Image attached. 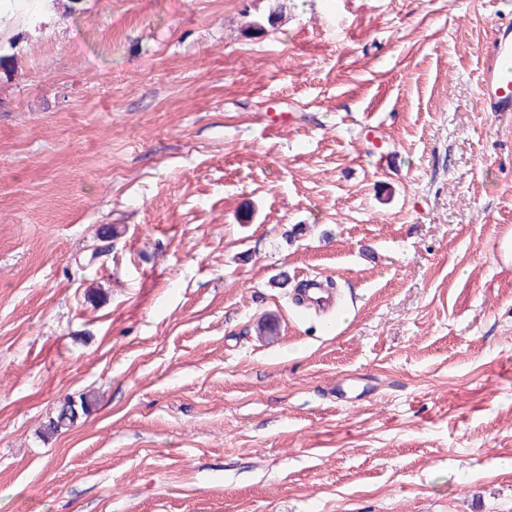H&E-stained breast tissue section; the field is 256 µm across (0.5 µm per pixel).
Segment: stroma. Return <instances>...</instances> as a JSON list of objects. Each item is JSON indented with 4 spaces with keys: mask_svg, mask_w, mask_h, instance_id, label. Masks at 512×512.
<instances>
[{
    "mask_svg": "<svg viewBox=\"0 0 512 512\" xmlns=\"http://www.w3.org/2000/svg\"><path fill=\"white\" fill-rule=\"evenodd\" d=\"M31 15L0 67V512H512V115L479 92L512 0ZM318 275L330 319L293 300Z\"/></svg>",
    "mask_w": 512,
    "mask_h": 512,
    "instance_id": "stroma-1",
    "label": "stroma"
}]
</instances>
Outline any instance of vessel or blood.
I'll return each instance as SVG.
<instances>
[{"label": "vessel or blood", "mask_w": 512, "mask_h": 512, "mask_svg": "<svg viewBox=\"0 0 512 512\" xmlns=\"http://www.w3.org/2000/svg\"><path fill=\"white\" fill-rule=\"evenodd\" d=\"M484 69L480 95L488 112L512 113V69L507 60L512 59V22H498L491 38L482 48ZM302 303L311 310L326 312L336 307V294L324 282L310 280L302 288Z\"/></svg>", "instance_id": "1"}]
</instances>
